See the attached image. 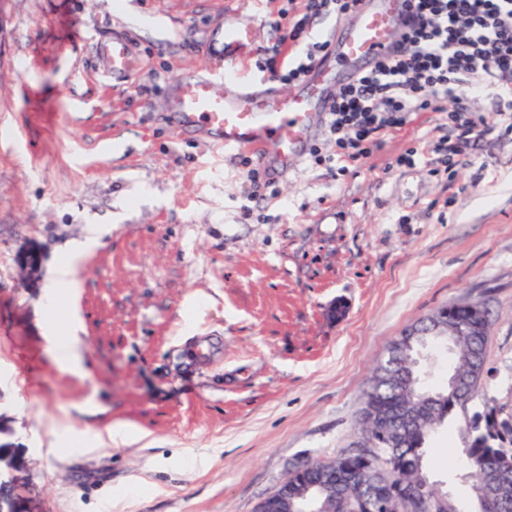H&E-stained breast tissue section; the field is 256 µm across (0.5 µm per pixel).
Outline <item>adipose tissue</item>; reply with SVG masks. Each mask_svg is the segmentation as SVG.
<instances>
[{"mask_svg": "<svg viewBox=\"0 0 512 512\" xmlns=\"http://www.w3.org/2000/svg\"><path fill=\"white\" fill-rule=\"evenodd\" d=\"M84 255L83 248H75L72 254L59 262L54 278L47 288L44 307L51 319L47 329L46 340L55 359L72 374L82 377L86 370L79 345V338L75 334H62L56 315L59 311H66L69 317L77 315V280L76 265ZM133 434L130 425L116 422L99 431L93 429L78 430L72 424L61 422L55 428L56 441L64 449L82 452H91L101 447L104 442L114 444L126 442Z\"/></svg>", "mask_w": 512, "mask_h": 512, "instance_id": "1", "label": "adipose tissue"}]
</instances>
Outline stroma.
I'll list each match as a JSON object with an SVG mask.
<instances>
[{"instance_id":"stroma-1","label":"stroma","mask_w":512,"mask_h":512,"mask_svg":"<svg viewBox=\"0 0 512 512\" xmlns=\"http://www.w3.org/2000/svg\"><path fill=\"white\" fill-rule=\"evenodd\" d=\"M262 43L286 0H0V415L27 451L42 512H256L300 457L356 442L371 372L410 324L449 302L490 311L474 398L433 438L432 478L460 507L462 428L493 405L512 420V133L494 123L453 178L434 146L455 132L420 112L372 156H336L326 126L249 198L241 153L179 128L163 101L206 73L225 4ZM151 28L135 26L136 16ZM140 67L113 76L101 43ZM409 155V163L396 159ZM77 267L79 379L48 350L40 306L90 229ZM44 253L37 287L15 255ZM136 434L53 452L54 426Z\"/></svg>"}]
</instances>
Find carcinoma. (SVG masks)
<instances>
[{"instance_id":"cac0c4a2","label":"carcinoma","mask_w":512,"mask_h":512,"mask_svg":"<svg viewBox=\"0 0 512 512\" xmlns=\"http://www.w3.org/2000/svg\"><path fill=\"white\" fill-rule=\"evenodd\" d=\"M428 320L422 334L407 337L376 366L358 420V447L293 467L288 495L314 489L301 502L303 512H391L405 491L427 498L440 492L443 512H460L428 474L427 445L475 392L484 371L489 312L478 303L451 302ZM437 343L452 345L454 363L448 383L432 389L424 382L419 353ZM464 435L471 512H512V427L489 408L473 415Z\"/></svg>"}]
</instances>
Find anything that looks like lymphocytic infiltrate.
Wrapping results in <instances>:
<instances>
[{
	"mask_svg": "<svg viewBox=\"0 0 512 512\" xmlns=\"http://www.w3.org/2000/svg\"><path fill=\"white\" fill-rule=\"evenodd\" d=\"M355 0H302L277 38L263 46L266 70L277 80L299 82L325 48L314 43L303 60L286 63L282 46H297L322 16H346ZM415 14L405 53L340 88L328 114L327 129L336 153L355 162L369 157L383 135L403 128L414 112H444L456 130L455 141H440L434 151L445 169L470 145L485 117L471 99L485 87L496 91L497 116L512 131V0H410Z\"/></svg>",
	"mask_w": 512,
	"mask_h": 512,
	"instance_id": "1",
	"label": "lymphocytic infiltrate"
}]
</instances>
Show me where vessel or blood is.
Here are the masks:
<instances>
[{"instance_id":"obj_1","label":"vessel or blood","mask_w":512,"mask_h":512,"mask_svg":"<svg viewBox=\"0 0 512 512\" xmlns=\"http://www.w3.org/2000/svg\"><path fill=\"white\" fill-rule=\"evenodd\" d=\"M410 11L409 0H357L298 90L286 94L270 79L259 91L245 83L246 62L261 39L255 20H217L205 53L212 66L223 68V89L207 75L187 80L166 99L164 109L181 127L203 129L225 149L247 153L262 171H287L306 151L312 127L328 114L343 70L372 67L393 55ZM101 52L113 73L138 67L124 40H113Z\"/></svg>"}]
</instances>
